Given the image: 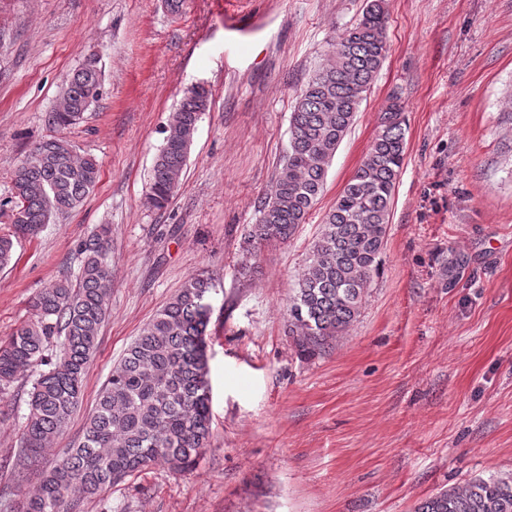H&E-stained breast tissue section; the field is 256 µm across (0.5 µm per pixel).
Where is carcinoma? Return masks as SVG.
<instances>
[{"label": "carcinoma", "mask_w": 512, "mask_h": 512, "mask_svg": "<svg viewBox=\"0 0 512 512\" xmlns=\"http://www.w3.org/2000/svg\"><path fill=\"white\" fill-rule=\"evenodd\" d=\"M385 0H368L361 18L331 43L326 62L296 97L291 138L273 189L258 208L248 242L288 241L306 223L324 191L336 151L354 124L386 59ZM101 70L81 66L60 90L64 111L47 113L53 134L14 167L9 195L0 202L18 214L0 235V268L15 243L38 236L54 218L82 205L100 179L97 159L79 154L63 135L99 100ZM210 91L184 92L156 156L147 201L167 208L182 184ZM406 118L392 97L360 165L324 217L289 298L288 335L299 357L325 351L360 315L379 270L390 202L406 151ZM108 229L78 247L76 279L46 284L30 301L31 317L0 344V389L37 370L19 447L37 457L69 423L83 394L90 359L106 320L112 269L106 261ZM211 282L189 278L143 328L100 391L82 440L33 489L21 512H73L103 487L118 485L151 464L173 472L196 466L210 436L206 298ZM58 347L55 357L45 352ZM416 512H512V479L477 477L443 489Z\"/></svg>", "instance_id": "cac0c4a2"}]
</instances>
